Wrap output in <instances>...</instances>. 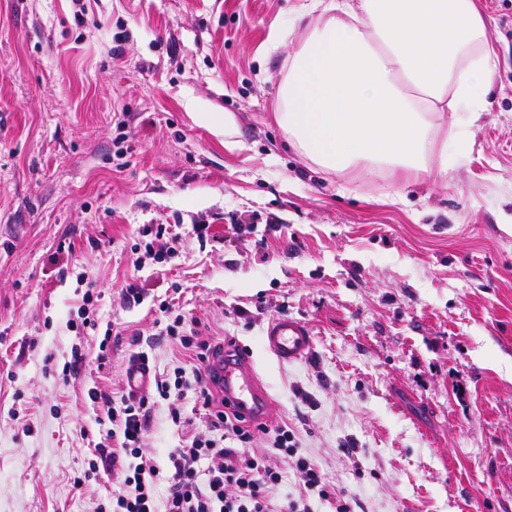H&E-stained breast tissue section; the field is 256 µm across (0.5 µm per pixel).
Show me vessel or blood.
<instances>
[{
    "label": "vessel or blood",
    "mask_w": 512,
    "mask_h": 512,
    "mask_svg": "<svg viewBox=\"0 0 512 512\" xmlns=\"http://www.w3.org/2000/svg\"><path fill=\"white\" fill-rule=\"evenodd\" d=\"M262 341L278 361L287 363L304 360L313 347L309 327L303 321L285 315L270 321ZM208 377L223 394L228 411L257 423L267 419L272 403L254 370L249 348L214 357ZM127 381L135 393L147 387L150 381L148 362L133 360L128 366Z\"/></svg>",
    "instance_id": "b4317fda"
}]
</instances>
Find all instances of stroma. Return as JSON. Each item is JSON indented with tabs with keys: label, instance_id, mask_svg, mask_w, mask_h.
<instances>
[{
	"label": "stroma",
	"instance_id": "35a3bbf8",
	"mask_svg": "<svg viewBox=\"0 0 512 512\" xmlns=\"http://www.w3.org/2000/svg\"><path fill=\"white\" fill-rule=\"evenodd\" d=\"M298 2L0 0V512H95L112 490L102 472L73 484L106 431L88 391L120 400L138 353L192 368L164 299L251 348L268 426L351 512H512V0H479L498 67L438 183L326 173L288 148L271 114L296 45L269 34ZM198 112L226 113L230 137ZM151 224L179 236L161 264L142 256ZM89 279L96 326L69 328ZM281 312L312 330L304 361L262 344ZM178 405L183 424L158 401L144 439L161 463L204 427L192 392Z\"/></svg>",
	"mask_w": 512,
	"mask_h": 512
}]
</instances>
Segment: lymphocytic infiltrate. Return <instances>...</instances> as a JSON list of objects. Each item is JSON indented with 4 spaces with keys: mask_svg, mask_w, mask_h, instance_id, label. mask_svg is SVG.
Masks as SVG:
<instances>
[{
    "mask_svg": "<svg viewBox=\"0 0 512 512\" xmlns=\"http://www.w3.org/2000/svg\"><path fill=\"white\" fill-rule=\"evenodd\" d=\"M198 326L197 320L180 315L167 326L168 334L179 337L196 359L192 370L179 367L174 379H156L155 396L132 394L122 399L120 407L107 408L112 428L106 436L116 446L96 444L89 470L112 473L118 487L108 493L99 512H310L296 501L273 506L270 495L281 480L278 463L282 460L295 470L307 491L335 499L336 512H350L345 495H332L320 470L300 454L293 431L285 426L255 429L244 425L238 414L225 411L202 371L213 345L202 338ZM175 389L193 391L206 430L171 451L162 465L146 454L142 441L157 399H170ZM264 433L269 436L271 454L252 453V445ZM202 461L207 464L203 470L198 467Z\"/></svg>",
    "mask_w": 512,
    "mask_h": 512,
    "instance_id": "obj_1",
    "label": "lymphocytic infiltrate"
}]
</instances>
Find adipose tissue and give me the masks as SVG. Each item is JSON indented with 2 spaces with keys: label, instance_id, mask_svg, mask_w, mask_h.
I'll return each instance as SVG.
<instances>
[{
  "label": "adipose tissue",
  "instance_id": "ef3b65f1",
  "mask_svg": "<svg viewBox=\"0 0 512 512\" xmlns=\"http://www.w3.org/2000/svg\"><path fill=\"white\" fill-rule=\"evenodd\" d=\"M275 122L306 160L363 178L448 176L486 111L496 53L478 0H301Z\"/></svg>",
  "mask_w": 512,
  "mask_h": 512
}]
</instances>
